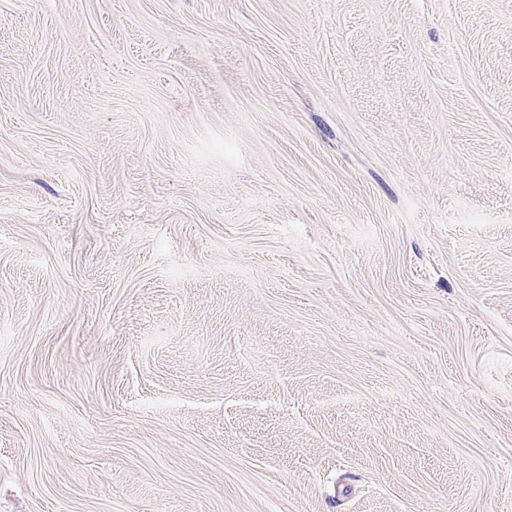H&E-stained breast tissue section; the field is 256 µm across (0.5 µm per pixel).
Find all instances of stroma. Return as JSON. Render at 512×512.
Returning <instances> with one entry per match:
<instances>
[{"label": "stroma", "mask_w": 512, "mask_h": 512, "mask_svg": "<svg viewBox=\"0 0 512 512\" xmlns=\"http://www.w3.org/2000/svg\"><path fill=\"white\" fill-rule=\"evenodd\" d=\"M0 512H512V0H0Z\"/></svg>", "instance_id": "1"}]
</instances>
